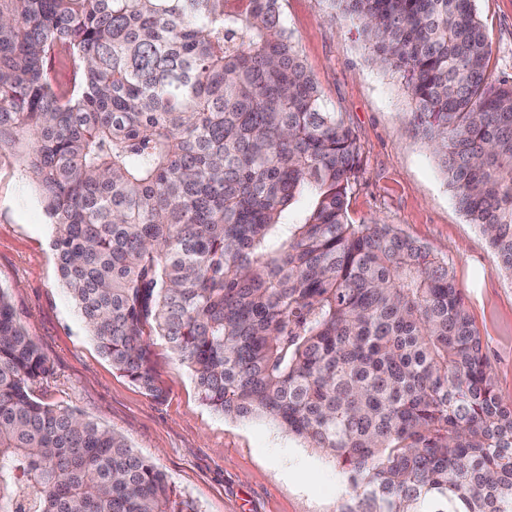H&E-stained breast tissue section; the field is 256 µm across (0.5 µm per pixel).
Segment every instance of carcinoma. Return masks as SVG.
<instances>
[{
  "label": "carcinoma",
  "mask_w": 512,
  "mask_h": 512,
  "mask_svg": "<svg viewBox=\"0 0 512 512\" xmlns=\"http://www.w3.org/2000/svg\"><path fill=\"white\" fill-rule=\"evenodd\" d=\"M285 2L0 0V158L34 183L100 352L147 395L159 336L204 404L336 460L342 512H512V403L448 261L349 220L361 148ZM328 2L404 82L512 277V77L488 74L473 0ZM50 370L0 287V512H198L122 436L36 400Z\"/></svg>",
  "instance_id": "carcinoma-1"
}]
</instances>
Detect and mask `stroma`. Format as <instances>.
Wrapping results in <instances>:
<instances>
[{
	"instance_id": "35a3bbf8",
	"label": "stroma",
	"mask_w": 512,
	"mask_h": 512,
	"mask_svg": "<svg viewBox=\"0 0 512 512\" xmlns=\"http://www.w3.org/2000/svg\"><path fill=\"white\" fill-rule=\"evenodd\" d=\"M492 41L491 76L512 75V0H475ZM286 20L330 109L356 135L362 170L348 196L352 223L392 224L452 269L487 352L498 395L512 402V278L478 226L455 205L428 146L408 126L398 76L374 65L351 20H328L326 0H288ZM0 287L52 371L33 391L122 435L154 461L199 512H340L350 494L341 469L262 417L207 407L189 369L153 337L155 399L113 370L63 286L52 228L17 164L0 162Z\"/></svg>"
}]
</instances>
